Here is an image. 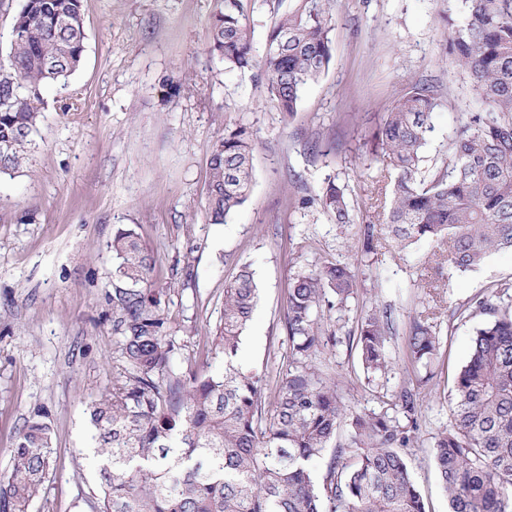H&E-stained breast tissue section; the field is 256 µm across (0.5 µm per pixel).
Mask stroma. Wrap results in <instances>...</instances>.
I'll use <instances>...</instances> for the list:
<instances>
[{"instance_id": "obj_1", "label": "stroma", "mask_w": 512, "mask_h": 512, "mask_svg": "<svg viewBox=\"0 0 512 512\" xmlns=\"http://www.w3.org/2000/svg\"><path fill=\"white\" fill-rule=\"evenodd\" d=\"M215 8V0H82V64L44 92L28 162L0 176V476L15 435L42 410L54 431L52 463L30 512H95L88 409L111 388L118 356L108 244L117 228L131 227L156 260L172 367L184 377L223 368L224 287L244 264L259 299L236 363L267 377L268 397L288 368L285 317L297 271L338 261L355 274L346 310L324 318L336 342L319 363L359 413L379 409L405 379L410 322L433 309L441 349L421 387L423 418L406 458L430 512H448L433 446L479 325L451 311L512 278V251L492 252L471 271L435 275L434 242L403 249L391 239L372 198L383 165L362 159L391 102L415 81H433L442 93L423 168L446 163L456 128L480 111L446 49L463 0H337L330 67L289 119L270 107L258 70H229L209 53ZM169 75L180 83L172 96L161 86ZM240 123L256 134L252 189L227 223L212 224L203 210L210 148ZM330 181L345 187L354 223H333L315 203ZM368 224L370 253L358 241ZM433 278L434 307L424 289ZM375 305L391 307L396 321L392 369L370 383L349 339Z\"/></svg>"}]
</instances>
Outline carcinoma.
<instances>
[{
  "mask_svg": "<svg viewBox=\"0 0 512 512\" xmlns=\"http://www.w3.org/2000/svg\"><path fill=\"white\" fill-rule=\"evenodd\" d=\"M257 2L217 0L209 52L232 70L258 69L270 103L290 117L305 86L331 63L334 0H293L267 28L261 57L250 25ZM84 39L81 0H25L15 16L10 51L0 61V175L26 161L43 91L80 67ZM447 43L483 111L457 131L448 163L424 170L421 151L440 86L417 82L385 112L368 161L386 157L396 171L384 221L398 245L445 243L446 252L434 254L435 268L468 271L495 250H512V0H464ZM255 148L244 126L212 145L210 223H225L246 201ZM319 201L335 223H353L345 188L330 181ZM109 248L116 260L112 323L120 364L112 389L90 411L100 480L96 512H428L405 449L422 418L418 370L440 351L430 316L411 322L407 380L384 396L380 411L353 413L317 357L321 316L345 309L355 275L330 261L299 271L288 288V371L276 383L268 414L264 379L235 365L258 295L250 266H241L224 289L218 334L224 370L186 382L172 369L154 257L129 228L117 229ZM478 313L487 319L455 377L434 463L451 512H512V279L452 315ZM392 330L387 306L368 310L358 326L355 349L370 383L391 370ZM343 423L345 439L319 482L312 464ZM51 448L50 423L37 411L12 443L10 469L0 477V512H28L49 475Z\"/></svg>",
  "mask_w": 512,
  "mask_h": 512,
  "instance_id": "carcinoma-1",
  "label": "carcinoma"
}]
</instances>
